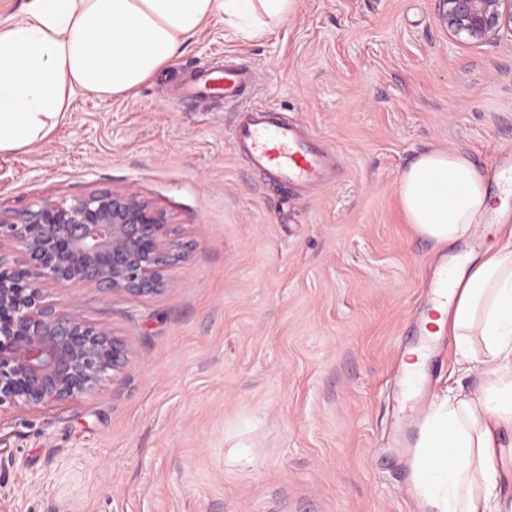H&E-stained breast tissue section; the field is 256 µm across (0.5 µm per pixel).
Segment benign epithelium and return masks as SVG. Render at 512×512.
Here are the masks:
<instances>
[{
    "label": "benign epithelium",
    "mask_w": 512,
    "mask_h": 512,
    "mask_svg": "<svg viewBox=\"0 0 512 512\" xmlns=\"http://www.w3.org/2000/svg\"><path fill=\"white\" fill-rule=\"evenodd\" d=\"M438 3L453 37L494 44L512 32V0ZM184 258L167 213L134 192L100 189L69 204L0 210V407L91 396L127 356L122 339L47 301V288L156 294Z\"/></svg>",
    "instance_id": "obj_1"
}]
</instances>
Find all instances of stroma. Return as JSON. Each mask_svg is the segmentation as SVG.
Wrapping results in <instances>:
<instances>
[{
  "instance_id": "35a3bbf8",
  "label": "stroma",
  "mask_w": 512,
  "mask_h": 512,
  "mask_svg": "<svg viewBox=\"0 0 512 512\" xmlns=\"http://www.w3.org/2000/svg\"><path fill=\"white\" fill-rule=\"evenodd\" d=\"M241 57L244 103L293 116L337 155L335 180L260 185L236 107L181 96ZM482 176L512 158V33L456 39L436 0H299L266 34L208 25L121 98L80 97L53 138L0 155V209L100 188L166 210L188 257L143 297L48 289L126 340L97 393L0 408V512H414L393 431L425 405L395 380L441 254L406 224L401 171L431 149ZM430 391H479L452 336Z\"/></svg>"
}]
</instances>
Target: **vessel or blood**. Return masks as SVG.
I'll return each instance as SVG.
<instances>
[{"label":"vessel or blood","mask_w":512,"mask_h":512,"mask_svg":"<svg viewBox=\"0 0 512 512\" xmlns=\"http://www.w3.org/2000/svg\"><path fill=\"white\" fill-rule=\"evenodd\" d=\"M256 80L254 69L232 58L197 73L184 90L196 98L240 101ZM252 170L275 186L303 187L330 181L336 164L320 140L280 110L241 108L232 130Z\"/></svg>","instance_id":"1"}]
</instances>
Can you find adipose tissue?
Wrapping results in <instances>:
<instances>
[{
    "instance_id": "obj_1",
    "label": "adipose tissue",
    "mask_w": 512,
    "mask_h": 512,
    "mask_svg": "<svg viewBox=\"0 0 512 512\" xmlns=\"http://www.w3.org/2000/svg\"><path fill=\"white\" fill-rule=\"evenodd\" d=\"M298 0H25L0 24V155L30 152L67 120L77 96L123 97L172 62L206 26L253 38L290 17ZM408 224L441 246L475 238L494 199L470 158L433 149L400 174ZM448 309L436 321L462 363L487 383L449 391L425 414L413 477L429 512H502L512 472V227L482 259L454 257Z\"/></svg>"
}]
</instances>
